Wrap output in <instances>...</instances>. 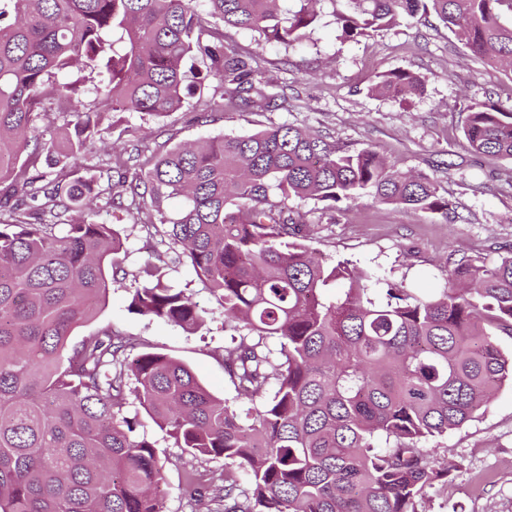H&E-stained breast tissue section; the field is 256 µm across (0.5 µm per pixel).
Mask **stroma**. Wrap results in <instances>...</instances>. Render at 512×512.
<instances>
[{
  "label": "stroma",
  "instance_id": "1",
  "mask_svg": "<svg viewBox=\"0 0 512 512\" xmlns=\"http://www.w3.org/2000/svg\"><path fill=\"white\" fill-rule=\"evenodd\" d=\"M310 38L284 47L247 31L228 29L226 42L251 54L269 93L270 111L222 109L223 88L206 79L203 94L163 117L127 114L109 136L116 148L138 145L143 155L159 147L199 142L222 134L253 133L288 123L317 132L349 150L370 147L402 170L434 177L452 204L449 215L384 205L366 197L336 212L321 202L291 200L304 214L307 245L326 262L348 259L411 288L443 285L448 263L472 259L496 262L512 250V161L468 150L462 135L470 100L512 108V77L472 55L437 18L404 22L358 42L340 40L330 0ZM406 68L423 81L420 95L371 93L378 73ZM198 112L211 122L195 120ZM99 221L117 230L124 243L118 259L125 275L113 283L105 307L77 327L73 340L113 329L130 336L129 358L156 351L188 365L216 396L248 408L224 366V311L186 263L180 247L161 224L149 225L131 212L113 209ZM163 268L168 285L183 290L205 309L197 331L152 320L128 309L130 291L145 263ZM124 413L138 416L142 432L155 441L163 467L160 496L165 512H208L185 488L187 473L202 483L224 475L222 459L181 454L147 416L136 399ZM440 459L455 463L447 483H436L419 512H512V384H503L486 411L474 421L430 439Z\"/></svg>",
  "mask_w": 512,
  "mask_h": 512
}]
</instances>
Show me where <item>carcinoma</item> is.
Wrapping results in <instances>:
<instances>
[{
	"instance_id": "1",
	"label": "carcinoma",
	"mask_w": 512,
	"mask_h": 512,
	"mask_svg": "<svg viewBox=\"0 0 512 512\" xmlns=\"http://www.w3.org/2000/svg\"><path fill=\"white\" fill-rule=\"evenodd\" d=\"M194 2L0 0V512H164L157 448L122 415L131 392L174 447L224 459L209 487L219 512H418L456 468L419 443L474 420L512 379V356L493 340L512 335V251L453 262L426 295L317 259L292 198L334 211L370 196L445 216L450 202L371 147L347 153L288 124L149 157L134 147L115 157L117 191L96 169L75 176L122 115L162 117L203 91L191 59L229 88L226 106L278 107L219 24L289 47L318 27L324 0H208L206 14ZM329 2L343 41L432 13L473 55L512 62V0ZM85 71L99 77L89 102ZM370 91L411 95L423 83L398 68ZM59 115L64 140L44 137ZM463 136L512 160V109L471 102ZM125 193L146 223L159 215L224 309V363L246 417L173 357L126 364L118 331L70 342L123 271L119 233L93 216ZM128 309L189 330L206 314L150 263Z\"/></svg>"
}]
</instances>
